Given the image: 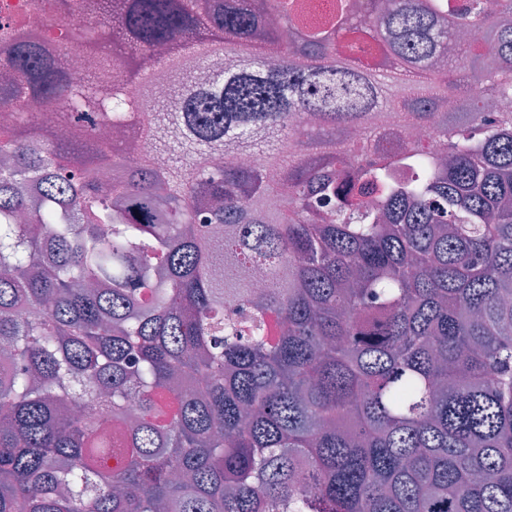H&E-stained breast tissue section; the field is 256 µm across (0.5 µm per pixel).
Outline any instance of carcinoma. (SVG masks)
<instances>
[{"instance_id": "1", "label": "carcinoma", "mask_w": 512, "mask_h": 512, "mask_svg": "<svg viewBox=\"0 0 512 512\" xmlns=\"http://www.w3.org/2000/svg\"><path fill=\"white\" fill-rule=\"evenodd\" d=\"M379 2L0 22V512H512V0Z\"/></svg>"}]
</instances>
